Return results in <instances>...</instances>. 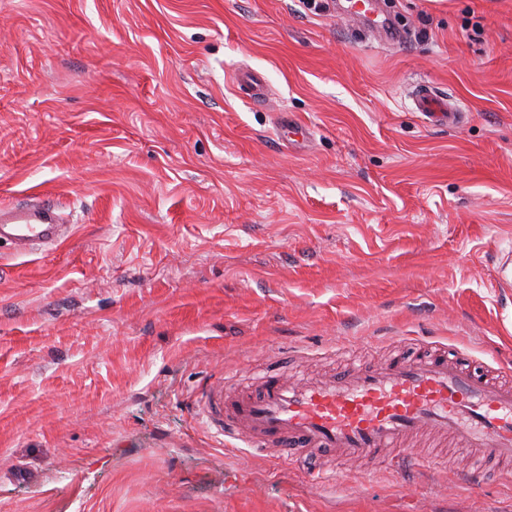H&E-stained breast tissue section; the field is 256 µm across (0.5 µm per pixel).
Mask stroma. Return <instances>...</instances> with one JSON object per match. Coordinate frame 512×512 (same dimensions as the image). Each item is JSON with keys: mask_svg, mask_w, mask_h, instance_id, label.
Instances as JSON below:
<instances>
[{"mask_svg": "<svg viewBox=\"0 0 512 512\" xmlns=\"http://www.w3.org/2000/svg\"><path fill=\"white\" fill-rule=\"evenodd\" d=\"M388 2L394 44L347 0H0V204L70 220L0 243V512H512V469L315 486L324 456L193 407L272 356L312 376L424 340L512 370V0ZM420 84L462 119L415 112Z\"/></svg>", "mask_w": 512, "mask_h": 512, "instance_id": "obj_1", "label": "stroma"}]
</instances>
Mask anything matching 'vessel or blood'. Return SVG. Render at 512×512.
<instances>
[{"label":"vessel or blood","instance_id":"b4317fda","mask_svg":"<svg viewBox=\"0 0 512 512\" xmlns=\"http://www.w3.org/2000/svg\"><path fill=\"white\" fill-rule=\"evenodd\" d=\"M412 102L436 122L454 109L425 85ZM58 228L54 209L0 206V240L19 248L57 245ZM260 380L258 389L229 393L223 382L209 384L195 401L209 428L219 435L232 430L249 447L292 463L313 450L353 458L387 448L397 470L428 433L512 464V385L465 369L458 356L421 345L413 357L316 382L291 383L273 372Z\"/></svg>","mask_w":512,"mask_h":512}]
</instances>
